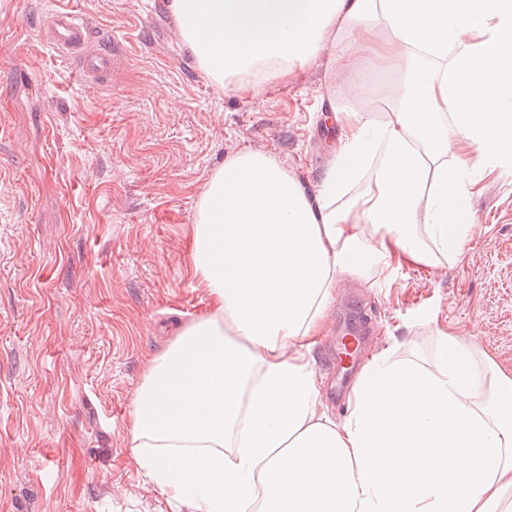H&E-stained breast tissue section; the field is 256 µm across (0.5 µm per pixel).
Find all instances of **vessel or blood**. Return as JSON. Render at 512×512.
<instances>
[{"label": "vessel or blood", "instance_id": "1", "mask_svg": "<svg viewBox=\"0 0 512 512\" xmlns=\"http://www.w3.org/2000/svg\"><path fill=\"white\" fill-rule=\"evenodd\" d=\"M39 31L60 55L71 60L83 79L100 82L109 78L121 58L119 44L108 45L93 39L88 18L69 8H54L42 16ZM364 352L361 337L343 336L335 359L345 369L354 368Z\"/></svg>", "mask_w": 512, "mask_h": 512}]
</instances>
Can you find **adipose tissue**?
<instances>
[{
    "mask_svg": "<svg viewBox=\"0 0 512 512\" xmlns=\"http://www.w3.org/2000/svg\"><path fill=\"white\" fill-rule=\"evenodd\" d=\"M206 79L249 96L333 55L386 81L383 117L328 81L315 191L274 151L209 175L188 227L204 313L149 360L130 448L187 512H512V373L440 333L434 369L380 351L333 419L309 358L338 279L460 258L512 167V0H169Z\"/></svg>",
    "mask_w": 512,
    "mask_h": 512,
    "instance_id": "obj_1",
    "label": "adipose tissue"
}]
</instances>
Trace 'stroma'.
<instances>
[{"label":"stroma","mask_w":512,"mask_h":512,"mask_svg":"<svg viewBox=\"0 0 512 512\" xmlns=\"http://www.w3.org/2000/svg\"><path fill=\"white\" fill-rule=\"evenodd\" d=\"M55 3L121 43L107 81H81L38 36ZM331 66L228 96L180 42L167 0H0V512H186L143 476L126 434L147 360L206 309L186 226L210 173L243 148L274 150L315 189ZM472 210L480 236L441 270L337 281L372 306L369 351L430 366L444 331L512 373V169ZM359 308L328 315L310 352L335 418L353 380L325 344Z\"/></svg>","instance_id":"obj_1"}]
</instances>
